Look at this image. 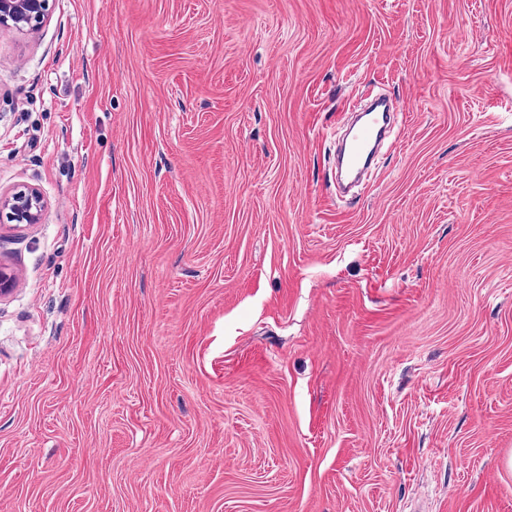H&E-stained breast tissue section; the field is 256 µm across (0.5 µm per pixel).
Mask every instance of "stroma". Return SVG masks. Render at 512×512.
<instances>
[{"label": "stroma", "instance_id": "stroma-1", "mask_svg": "<svg viewBox=\"0 0 512 512\" xmlns=\"http://www.w3.org/2000/svg\"><path fill=\"white\" fill-rule=\"evenodd\" d=\"M17 185L0 512H512V0H53L0 29ZM393 104L385 99L373 100L354 120L342 148L337 165L338 174L345 179H362L371 169L378 143L390 133ZM44 211V200L33 186L16 187L7 195L0 193V222L5 215L8 223L39 224Z\"/></svg>", "mask_w": 512, "mask_h": 512}]
</instances>
